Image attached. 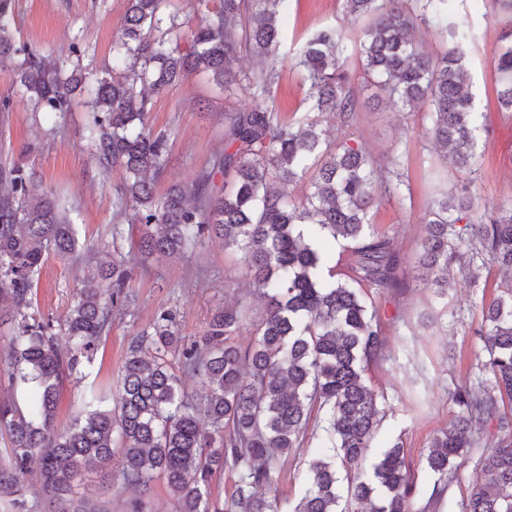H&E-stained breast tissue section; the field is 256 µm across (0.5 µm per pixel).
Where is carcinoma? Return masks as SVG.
I'll return each instance as SVG.
<instances>
[{
    "instance_id": "obj_1",
    "label": "carcinoma",
    "mask_w": 512,
    "mask_h": 512,
    "mask_svg": "<svg viewBox=\"0 0 512 512\" xmlns=\"http://www.w3.org/2000/svg\"><path fill=\"white\" fill-rule=\"evenodd\" d=\"M285 2L223 0L191 30L184 49L168 0H127L112 69L65 77L61 58L14 43L8 0H0V68L12 66L16 93L61 113L74 88L89 89L88 140L98 163L127 174L117 200L132 208L139 225L131 245L175 259L205 238L218 239L241 254L250 287L267 301L245 347L236 341L246 320L239 303L218 310L191 343L173 312H161L129 346L115 405L105 406L91 390L84 410L57 430L59 390L80 365L93 362L112 311L129 302L132 268L122 258L88 267L64 332H53L34 308V290L45 256H77L74 225L34 173L0 166V326L11 325L10 334L0 335V359L24 395L21 403L13 394L0 397V431L10 443L0 462V498H8L10 512H102L98 499L78 492L93 471L110 476L108 492L116 486L148 491L163 479L174 512H349L352 504L364 512H412L403 443L392 444L369 475L348 470L372 447L381 422L364 364L384 348L383 324L360 286L388 289L396 282L392 239L372 224L371 212L383 196L403 198L409 190L402 153L393 149L383 171L356 140L331 136L320 117L347 123L358 111L343 57L352 42L364 83L422 113L434 153L428 169L440 162L474 174L487 115L469 91L472 34L468 24L450 19L448 0H344L347 15L362 26L310 35L295 57L306 112L290 122L273 97ZM499 2L507 24L497 55V110L512 112V0ZM422 33L437 38L441 50L418 51ZM242 49L256 59L258 73L237 70ZM130 59L140 69L126 72ZM194 72L239 86L252 104L226 111L224 151L191 183L158 198L154 185L165 169L168 137L147 126L152 95ZM302 179L308 192L295 199L285 185ZM477 209L472 195L450 190L424 213L419 264L426 285L442 295L463 241L512 272V202L476 221ZM325 235L354 243L343 278L321 260ZM478 336L487 353L482 376L455 389L456 418L431 441L425 463L438 482L425 512L437 509L463 459L479 447V423L495 425L503 436L482 449L459 512H512V284L484 310ZM178 369L200 377V403L184 394ZM313 416L323 422L331 453L304 461V494L292 505L270 492L280 457L305 448ZM226 469L236 480L224 502L212 496L211 484ZM32 472L45 509L25 496L23 479Z\"/></svg>"
}]
</instances>
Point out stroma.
Returning a JSON list of instances; mask_svg holds the SVG:
<instances>
[{"label":"stroma","instance_id":"stroma-1","mask_svg":"<svg viewBox=\"0 0 512 512\" xmlns=\"http://www.w3.org/2000/svg\"><path fill=\"white\" fill-rule=\"evenodd\" d=\"M126 9L127 0H11V35L16 45L62 55L67 69L100 70L112 64L113 38L124 25ZM450 14L471 23L469 73L476 101L488 112L489 127L480 141L476 174L449 173L448 185L475 194L487 209L512 201V117L497 111L495 99L502 12L497 0H484L477 8L471 0H452ZM350 24L342 0H288L280 18L282 44L274 87L283 117L290 120L303 111L305 89L294 66L296 50L316 29ZM88 99V93L76 95L70 110L63 113L44 112L26 100L18 101L12 111L0 112V162L34 172L54 191L84 255L78 263L47 256L37 284L40 313L62 324L87 266L111 262L119 252L133 269L128 283L132 300L114 314L112 328L87 368V380L71 377L60 390L56 424L61 428L80 411L87 381L116 385L130 342L161 311H174L182 336L191 341L218 309L245 296L247 288L239 256L225 251L215 239L199 242L179 259L158 254L144 259L126 245L113 249V225L128 224L130 219L129 211L116 204V190L126 174L118 166L100 168L86 138ZM248 103L240 91L226 92L204 73L190 75L172 91L154 96L147 124L169 138L157 195H164L172 184L193 181L224 146L225 111ZM348 132L381 163L391 147H399L411 188L410 198L383 199L372 212L373 223L393 240L398 283L388 290L364 291L367 305L376 308L384 323L385 349L368 365L364 377L379 394L385 416L373 448L358 468L370 470L389 442L402 440L415 483L412 506L418 510L436 481L424 457L432 438L457 411L453 390L473 379L478 363L486 359L476 335L482 305L500 295L506 276L485 260L475 277L451 273L445 298L422 287L416 280L422 216L435 187L424 164L430 146L420 115L388 105L366 106L356 112ZM140 498L148 512H173V498L160 480L153 482L148 496L117 487L102 502L106 512H130Z\"/></svg>","mask_w":512,"mask_h":512}]
</instances>
